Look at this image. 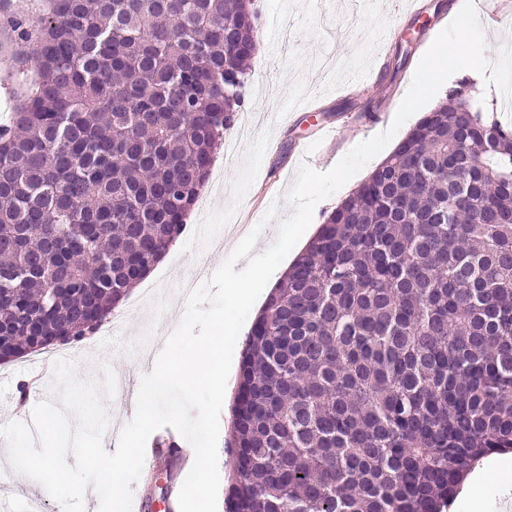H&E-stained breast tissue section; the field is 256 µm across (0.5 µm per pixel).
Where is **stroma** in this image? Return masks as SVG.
I'll return each mask as SVG.
<instances>
[{"instance_id":"35a3bbf8","label":"stroma","mask_w":512,"mask_h":512,"mask_svg":"<svg viewBox=\"0 0 512 512\" xmlns=\"http://www.w3.org/2000/svg\"><path fill=\"white\" fill-rule=\"evenodd\" d=\"M21 0H0V109L15 107L14 78L20 67L6 56L5 47L14 32L7 20L19 12ZM405 0H256L260 28L287 30L288 42L282 53L261 55L245 88V107L236 124L224 133L235 142L237 158L223 162V148H216L215 169L220 172L224 191L207 198L195 208L190 225L210 227L208 239L181 235L172 254L184 263L159 266L150 276L155 296L144 306L134 307L140 291L132 289L130 302L122 313V324L105 322L94 333V345L74 348L72 361L78 378L96 379L101 365L115 376L126 377L131 389H138L141 377L151 371L166 336L179 323L186 304L184 281L194 278L197 266L207 273L215 270L233 253L239 242L259 222L271 197H279L280 217L291 207L283 197L293 183L299 163L296 148L306 152L308 164L319 171L334 167L356 144L382 131L378 113L393 100L404 97L416 68L436 36L447 27L451 13L459 12L465 0H449L450 14H435L437 0H419L423 10L411 15ZM478 16L484 28L486 49L497 57L500 47L512 40V0H486ZM421 34L402 69H395L394 56L409 26ZM390 30L389 41L377 34ZM375 71L379 78L369 86L338 83V75L351 71ZM334 122L339 126L335 144L321 141L317 125ZM52 373L32 379L24 360L0 364V424L30 422L39 397H50ZM33 381L41 393L19 404L20 384ZM496 470L490 481L471 474L451 512H501L504 490H512V453L486 460ZM0 497L9 499L14 512H60L61 506L39 482L18 475L0 484Z\"/></svg>"}]
</instances>
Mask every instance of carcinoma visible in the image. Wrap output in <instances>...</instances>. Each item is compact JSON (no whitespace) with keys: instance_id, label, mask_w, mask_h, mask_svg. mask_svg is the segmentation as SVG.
Instances as JSON below:
<instances>
[{"instance_id":"obj_1","label":"carcinoma","mask_w":512,"mask_h":512,"mask_svg":"<svg viewBox=\"0 0 512 512\" xmlns=\"http://www.w3.org/2000/svg\"><path fill=\"white\" fill-rule=\"evenodd\" d=\"M0 125V362L93 333L184 231L244 106L251 0H48ZM449 91L273 288L227 512H440L512 450V127Z\"/></svg>"}]
</instances>
